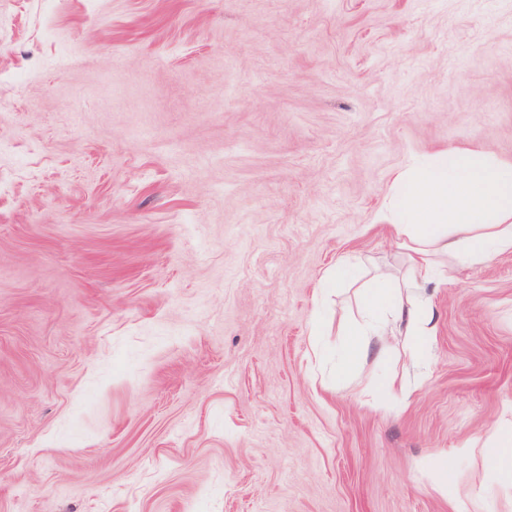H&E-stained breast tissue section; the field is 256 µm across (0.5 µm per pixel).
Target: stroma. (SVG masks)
<instances>
[{"mask_svg":"<svg viewBox=\"0 0 512 512\" xmlns=\"http://www.w3.org/2000/svg\"><path fill=\"white\" fill-rule=\"evenodd\" d=\"M456 148L512 164V0H0V512H512V254L336 374Z\"/></svg>","mask_w":512,"mask_h":512,"instance_id":"obj_1","label":"stroma"}]
</instances>
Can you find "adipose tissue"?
<instances>
[{"mask_svg":"<svg viewBox=\"0 0 512 512\" xmlns=\"http://www.w3.org/2000/svg\"><path fill=\"white\" fill-rule=\"evenodd\" d=\"M393 202L381 209L407 251V278L378 274L365 289L362 317L349 330V358L369 355L390 336L426 344L435 310L424 288L448 279L447 257L481 262L512 254V165L468 149L439 153L432 163L397 172Z\"/></svg>","mask_w":512,"mask_h":512,"instance_id":"1","label":"adipose tissue"}]
</instances>
